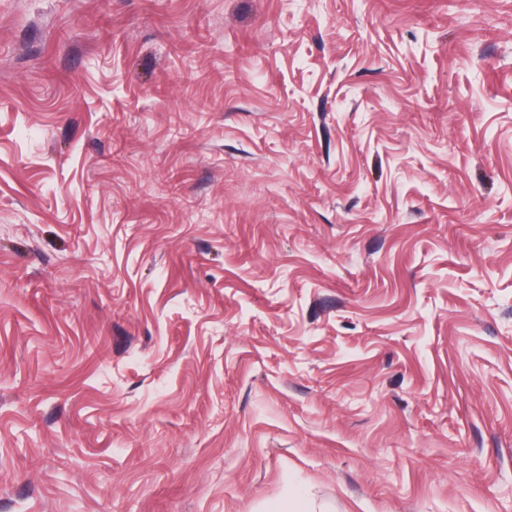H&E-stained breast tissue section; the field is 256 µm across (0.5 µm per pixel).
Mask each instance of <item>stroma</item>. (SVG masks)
Masks as SVG:
<instances>
[{"mask_svg":"<svg viewBox=\"0 0 512 512\" xmlns=\"http://www.w3.org/2000/svg\"><path fill=\"white\" fill-rule=\"evenodd\" d=\"M0 512H512V0H0Z\"/></svg>","mask_w":512,"mask_h":512,"instance_id":"obj_1","label":"stroma"}]
</instances>
